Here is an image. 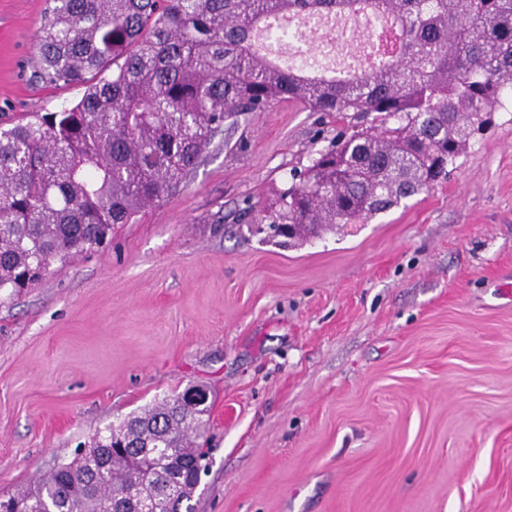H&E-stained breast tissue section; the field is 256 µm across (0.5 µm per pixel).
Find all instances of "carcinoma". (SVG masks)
<instances>
[{
  "mask_svg": "<svg viewBox=\"0 0 512 512\" xmlns=\"http://www.w3.org/2000/svg\"><path fill=\"white\" fill-rule=\"evenodd\" d=\"M38 34L41 76L85 87L82 98L0 127V293L52 262L98 250L116 224L178 193L227 123L285 100L356 123L291 172L265 215L268 236L319 238L358 224L448 179L449 168L512 91V0H47ZM349 15L393 20L401 52L349 78L312 77L337 46L296 50L288 66L269 45ZM375 115L371 124L360 121ZM192 387L97 431L87 453L7 498L20 509L113 512L118 493L150 496L171 483L166 512H192L200 483L208 394ZM154 448L155 479L117 463ZM92 486L88 493L77 485Z\"/></svg>",
  "mask_w": 512,
  "mask_h": 512,
  "instance_id": "cac0c4a2",
  "label": "carcinoma"
}]
</instances>
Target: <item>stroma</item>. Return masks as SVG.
<instances>
[{
  "label": "stroma",
  "instance_id": "stroma-1",
  "mask_svg": "<svg viewBox=\"0 0 512 512\" xmlns=\"http://www.w3.org/2000/svg\"><path fill=\"white\" fill-rule=\"evenodd\" d=\"M46 0H0V124L77 102L38 76ZM239 117L102 250L0 299V496L97 430L209 395L195 512H512V112L443 183L281 247L250 234L348 128Z\"/></svg>",
  "mask_w": 512,
  "mask_h": 512
}]
</instances>
